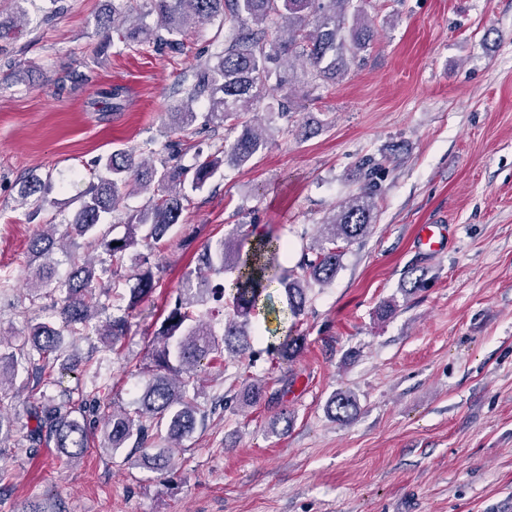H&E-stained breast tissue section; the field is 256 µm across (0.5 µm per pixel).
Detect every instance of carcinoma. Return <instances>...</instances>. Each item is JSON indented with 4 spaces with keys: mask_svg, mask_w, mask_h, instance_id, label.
Masks as SVG:
<instances>
[{
    "mask_svg": "<svg viewBox=\"0 0 512 512\" xmlns=\"http://www.w3.org/2000/svg\"><path fill=\"white\" fill-rule=\"evenodd\" d=\"M353 0H143L139 7L122 11L106 8L96 17V26L121 32L124 42L133 47L144 44L165 45L175 52L184 48L183 36L192 25L219 18L224 25V47L212 56L213 62L200 66L193 75L185 100L175 108L179 117L173 132L186 136L198 121L193 103L207 101L202 125L220 126L228 121L242 127L231 141H224L223 158L196 156L189 166L161 162V169L136 161L130 150L112 152L97 159L103 174L94 176L79 196V208L67 222L68 233L91 238L112 263L123 262L126 253L139 243L161 239L171 226L179 222L183 200L189 191H197L209 182L228 162L244 165L266 146L258 128L247 118L252 106L262 103L270 91H281L285 76L273 64L283 56L299 54L311 67V81L318 86L344 76L350 59L366 49L373 40L375 26L361 9L352 7ZM156 15L150 27L130 20L133 13ZM288 22V39L271 37L269 23ZM136 180L143 185L157 183L160 198L150 207L127 216L129 228L121 238L108 237L103 217L116 210L123 191ZM374 188L368 183L362 192L341 203L332 219L321 225L316 246L302 253L293 274H284L278 261L283 252L281 240L270 234L256 236L243 248L244 239L232 231L208 243L200 256L209 274L232 276L230 287L211 280L194 279L187 273L166 315L155 330L153 368L147 370L145 385L132 410H112L103 431V448L115 451L131 446L145 466L165 471L173 466L171 444L193 433L202 413L197 387L199 373L210 365L222 350L243 352L248 349L246 327L260 311L274 312L268 305L267 288L278 284L284 289L288 308L301 315L307 303V291L314 286L330 284L340 264L341 252L336 243H352L366 235L374 221ZM47 182L30 176L20 189L23 205L45 202ZM56 239L44 231L36 235L31 252L48 258ZM128 288V302L123 314L105 323L95 321L97 311L108 307L101 301L109 297L106 288L96 289L99 280L93 265L76 266L59 283H54L52 264L44 263L31 275V287L46 290L55 287L60 294V307L51 314H37L18 351L9 356L11 369L24 359L39 373L61 359L62 336H97L109 349L120 342L129 328V310L140 304L154 287V273L146 258ZM212 301L215 314L230 312L222 334H217L212 319L198 306ZM304 337L285 336L274 349L277 362L294 361L303 346ZM264 387L254 382L246 385L241 402L246 407L258 404ZM96 396L82 395L78 404L71 398L57 400L45 397L29 413L34 421L31 434L47 438L66 457L80 458L88 447L90 421ZM358 405L349 390L339 389L331 397L328 412L332 419L349 418Z\"/></svg>",
    "mask_w": 512,
    "mask_h": 512,
    "instance_id": "carcinoma-1",
    "label": "carcinoma"
}]
</instances>
